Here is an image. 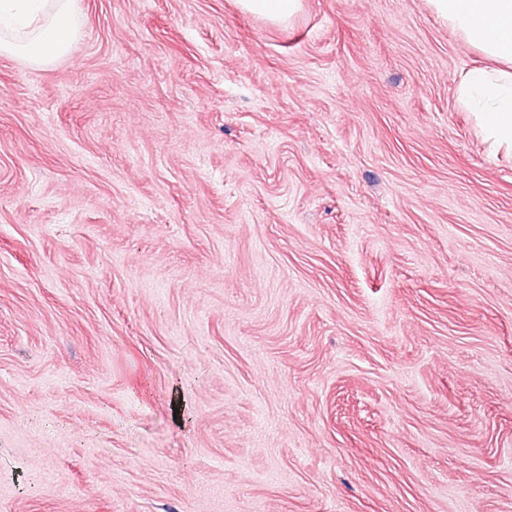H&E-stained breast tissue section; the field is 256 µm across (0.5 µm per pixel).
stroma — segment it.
Instances as JSON below:
<instances>
[{
  "mask_svg": "<svg viewBox=\"0 0 512 512\" xmlns=\"http://www.w3.org/2000/svg\"><path fill=\"white\" fill-rule=\"evenodd\" d=\"M0 54V512H512V156L426 0H77ZM73 0H1L0 52L37 65L65 55L77 37ZM238 2L245 11L277 23L289 22L303 7V0H239Z\"/></svg>",
  "mask_w": 512,
  "mask_h": 512,
  "instance_id": "1",
  "label": "stroma"
}]
</instances>
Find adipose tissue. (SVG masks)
Masks as SVG:
<instances>
[{
    "instance_id": "ef3b65f1",
    "label": "adipose tissue",
    "mask_w": 512,
    "mask_h": 512,
    "mask_svg": "<svg viewBox=\"0 0 512 512\" xmlns=\"http://www.w3.org/2000/svg\"><path fill=\"white\" fill-rule=\"evenodd\" d=\"M433 14L478 50L488 67L466 70L457 84L493 150L512 153V0H427ZM74 0H0V52L44 65L65 55L77 36Z\"/></svg>"
}]
</instances>
